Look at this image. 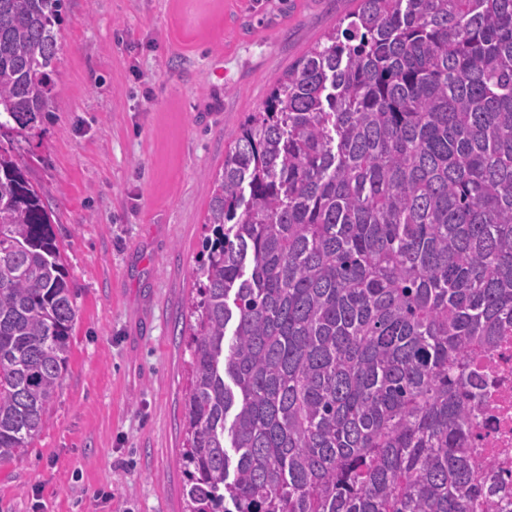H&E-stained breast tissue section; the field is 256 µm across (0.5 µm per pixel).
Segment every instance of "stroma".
Segmentation results:
<instances>
[{
    "label": "stroma",
    "mask_w": 512,
    "mask_h": 512,
    "mask_svg": "<svg viewBox=\"0 0 512 512\" xmlns=\"http://www.w3.org/2000/svg\"><path fill=\"white\" fill-rule=\"evenodd\" d=\"M60 88L18 143L75 316L44 430L0 462V512H184L187 301L212 174L353 0H66Z\"/></svg>",
    "instance_id": "stroma-1"
}]
</instances>
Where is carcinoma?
I'll return each instance as SVG.
<instances>
[{
  "mask_svg": "<svg viewBox=\"0 0 512 512\" xmlns=\"http://www.w3.org/2000/svg\"><path fill=\"white\" fill-rule=\"evenodd\" d=\"M65 0H0V138L59 93ZM47 191L0 143V460L75 311ZM185 512H498L468 448L512 332V0H355L212 177Z\"/></svg>",
  "mask_w": 512,
  "mask_h": 512,
  "instance_id": "carcinoma-1",
  "label": "carcinoma"
}]
</instances>
